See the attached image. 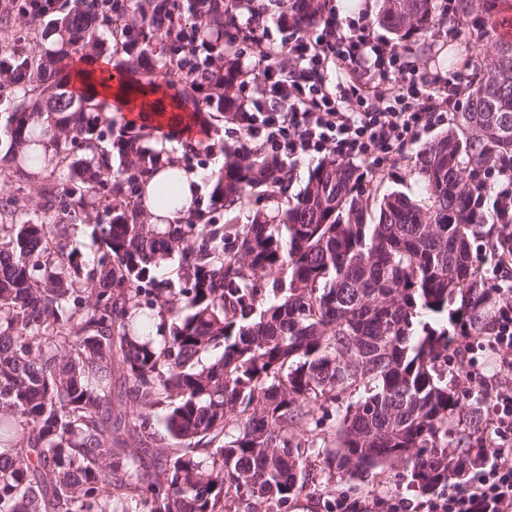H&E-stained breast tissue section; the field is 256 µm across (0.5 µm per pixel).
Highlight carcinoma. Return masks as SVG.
<instances>
[{"label":"carcinoma","instance_id":"obj_1","mask_svg":"<svg viewBox=\"0 0 512 512\" xmlns=\"http://www.w3.org/2000/svg\"><path fill=\"white\" fill-rule=\"evenodd\" d=\"M287 6L304 26L326 8ZM233 9L207 0L188 12L199 59L224 58ZM21 12L41 50L0 58V512H288L317 469L362 482L398 461L423 497L483 464L448 457L459 409L448 351L450 328L479 336L500 303L472 259L491 215L465 172L512 155V40L420 152L424 203L392 191L372 207L358 191L365 172L329 158L282 204L284 167L234 150L209 174L207 208L153 224L145 186L177 158L72 76L109 42L127 56L130 92L155 84L157 68L178 70L185 43L164 0ZM380 22L422 37L435 0H383ZM173 87L204 125L228 111L232 76ZM261 188L274 206L249 224L217 222ZM172 259L175 279L157 278ZM347 392L357 399L343 405ZM320 411L338 430L314 452Z\"/></svg>","mask_w":512,"mask_h":512}]
</instances>
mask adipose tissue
I'll list each match as a JSON object with an SVG mask.
<instances>
[{
    "label": "adipose tissue",
    "instance_id": "ef3b65f1",
    "mask_svg": "<svg viewBox=\"0 0 512 512\" xmlns=\"http://www.w3.org/2000/svg\"><path fill=\"white\" fill-rule=\"evenodd\" d=\"M111 64L108 58L93 60L85 69L73 76L77 89L89 90L99 96L107 104L112 115L123 116L124 119L135 118L143 123L155 126H170L190 129L191 124L182 107L176 100L163 96L161 90H146L144 94L130 96L123 85L110 78ZM154 181L164 182L177 180V195L164 207H157L153 199H145L144 211L149 215H162L166 223L179 224L188 216L196 213L199 195L202 191L203 174L185 170L181 167L166 168L156 172Z\"/></svg>",
    "mask_w": 512,
    "mask_h": 512
}]
</instances>
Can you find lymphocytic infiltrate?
Instances as JSON below:
<instances>
[{
  "label": "lymphocytic infiltrate",
  "mask_w": 512,
  "mask_h": 512,
  "mask_svg": "<svg viewBox=\"0 0 512 512\" xmlns=\"http://www.w3.org/2000/svg\"><path fill=\"white\" fill-rule=\"evenodd\" d=\"M276 25L286 33L277 44L266 28L224 32L234 57L262 67L258 83L242 72L235 82L231 122L247 149L280 162L328 154L382 176L404 160L408 144L464 107V72H429L377 35L366 14L329 13L312 33L284 12ZM477 196L490 200L501 235L512 238V162L485 173ZM486 350L498 371L512 372L511 305L499 308L488 335L466 347L471 355ZM488 417L490 462L464 484L415 503L414 512H512L511 390L489 397Z\"/></svg>",
  "instance_id": "lymphocytic-infiltrate-1"
}]
</instances>
